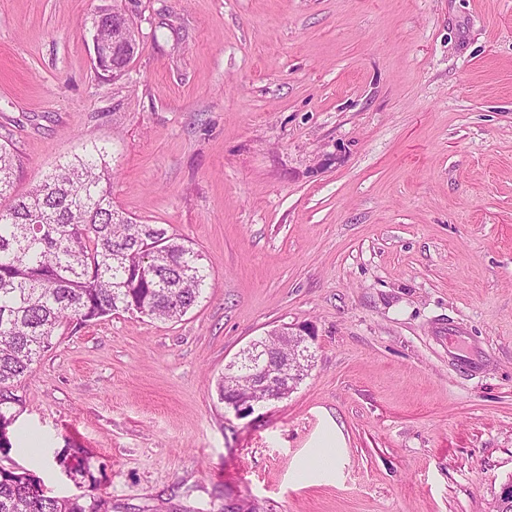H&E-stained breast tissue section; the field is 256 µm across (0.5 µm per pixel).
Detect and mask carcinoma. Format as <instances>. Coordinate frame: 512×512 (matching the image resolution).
<instances>
[{"instance_id": "cac0c4a2", "label": "carcinoma", "mask_w": 512, "mask_h": 512, "mask_svg": "<svg viewBox=\"0 0 512 512\" xmlns=\"http://www.w3.org/2000/svg\"><path fill=\"white\" fill-rule=\"evenodd\" d=\"M12 149L0 144V449L23 405L18 384L65 322L80 328L120 312L159 321L194 308L209 277L193 243L112 205L105 149L93 145L14 194ZM69 472L96 479L84 450ZM0 512H112L101 494L58 497L25 470H0Z\"/></svg>"}]
</instances>
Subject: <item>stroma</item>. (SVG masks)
Here are the masks:
<instances>
[{
    "label": "stroma",
    "mask_w": 512,
    "mask_h": 512,
    "mask_svg": "<svg viewBox=\"0 0 512 512\" xmlns=\"http://www.w3.org/2000/svg\"><path fill=\"white\" fill-rule=\"evenodd\" d=\"M117 7L118 78L83 34ZM0 142L22 193L105 148L123 215L210 271L181 321L63 324L0 469L112 512H497L512 482V0H0ZM479 360L456 368L443 330ZM288 398L215 382L282 325ZM332 470L311 467L336 436ZM114 14L118 15V20L115 22L117 29L116 40L112 43L101 41L97 35V31H89L94 50V63L96 68L107 72L109 66L112 65V57L120 47L131 48L136 45L135 54L128 58H121L116 63L117 68H128L130 63L138 54L140 48V39L136 44L138 38V30L132 20L122 11L114 10Z\"/></svg>",
    "instance_id": "stroma-1"
}]
</instances>
